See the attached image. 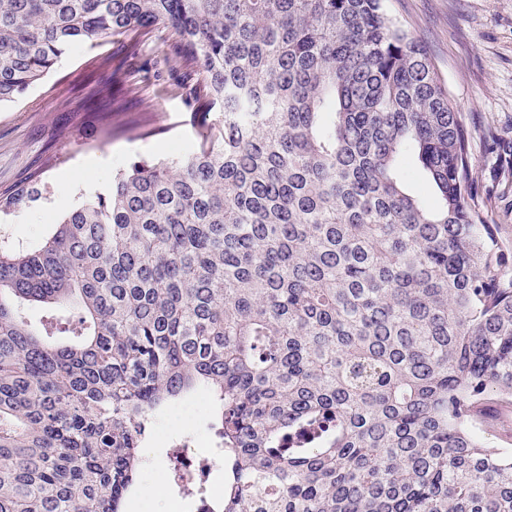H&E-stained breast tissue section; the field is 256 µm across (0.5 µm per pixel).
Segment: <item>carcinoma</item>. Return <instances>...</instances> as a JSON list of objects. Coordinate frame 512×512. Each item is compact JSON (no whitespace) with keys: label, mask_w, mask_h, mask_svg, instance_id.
<instances>
[{"label":"carcinoma","mask_w":512,"mask_h":512,"mask_svg":"<svg viewBox=\"0 0 512 512\" xmlns=\"http://www.w3.org/2000/svg\"><path fill=\"white\" fill-rule=\"evenodd\" d=\"M148 29L205 86L196 145L0 253V512H124L149 423L199 389L222 512H512L477 434L512 404V265L426 48L382 0H0V105ZM408 186L412 193L423 198L429 205L437 201V194L429 181L414 167H408Z\"/></svg>","instance_id":"carcinoma-1"}]
</instances>
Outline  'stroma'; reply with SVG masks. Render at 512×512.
I'll return each mask as SVG.
<instances>
[{
  "instance_id": "35a3bbf8",
  "label": "stroma",
  "mask_w": 512,
  "mask_h": 512,
  "mask_svg": "<svg viewBox=\"0 0 512 512\" xmlns=\"http://www.w3.org/2000/svg\"><path fill=\"white\" fill-rule=\"evenodd\" d=\"M422 41L463 117L473 171L472 202L512 247V0H384ZM177 38L162 29L107 40L64 56L38 84L0 105V197L40 173L29 206L0 213V250L31 247L61 219V180L72 176L73 205L106 192L119 169L163 159L196 139L203 97L193 69L175 62ZM124 63L131 89L122 111L93 79L99 60Z\"/></svg>"
}]
</instances>
